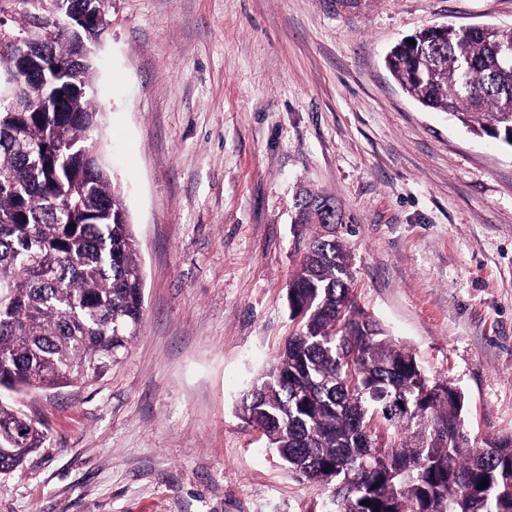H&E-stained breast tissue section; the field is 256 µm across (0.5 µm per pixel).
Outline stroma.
Instances as JSON below:
<instances>
[{
	"mask_svg": "<svg viewBox=\"0 0 512 512\" xmlns=\"http://www.w3.org/2000/svg\"><path fill=\"white\" fill-rule=\"evenodd\" d=\"M91 133L138 242L144 316L96 381L16 394L47 436L0 512H324L244 394L295 329L300 189L342 215L358 302L512 436V148L386 68L433 25L512 26V0H106ZM54 0H0V39Z\"/></svg>",
	"mask_w": 512,
	"mask_h": 512,
	"instance_id": "1",
	"label": "stroma"
}]
</instances>
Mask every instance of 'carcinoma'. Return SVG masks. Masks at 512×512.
I'll return each instance as SVG.
<instances>
[{"label":"carcinoma","instance_id":"1","mask_svg":"<svg viewBox=\"0 0 512 512\" xmlns=\"http://www.w3.org/2000/svg\"><path fill=\"white\" fill-rule=\"evenodd\" d=\"M512 29L427 28L394 46L388 69L423 106L512 148ZM42 78H20L28 112H0V389L99 379L143 318L135 238L108 170L80 152L99 112L95 60L71 81L63 36L34 45ZM300 264L288 284L298 329L241 404L289 471L328 493V512H512V436L478 441L464 397L430 377L358 304L342 223L322 193L299 194ZM45 440L0 400V475ZM488 480L479 488L482 479ZM369 505H361L362 501Z\"/></svg>","mask_w":512,"mask_h":512}]
</instances>
